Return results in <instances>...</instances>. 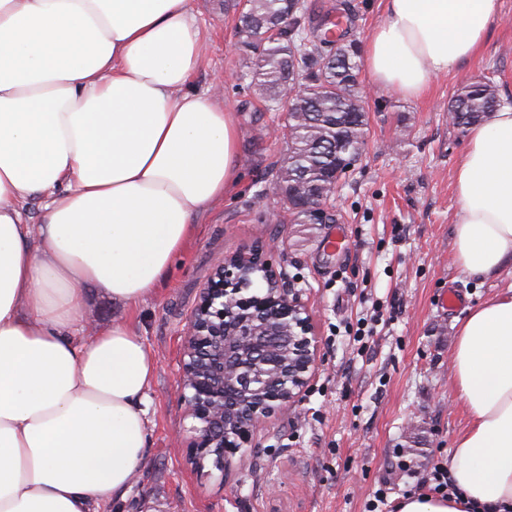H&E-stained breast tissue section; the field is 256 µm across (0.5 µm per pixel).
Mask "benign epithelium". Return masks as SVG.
Masks as SVG:
<instances>
[{
  "label": "benign epithelium",
  "instance_id": "7a95c632",
  "mask_svg": "<svg viewBox=\"0 0 512 512\" xmlns=\"http://www.w3.org/2000/svg\"><path fill=\"white\" fill-rule=\"evenodd\" d=\"M258 243L217 266L184 329L180 380L189 462L228 472L257 432L295 408L314 373L318 341L285 270ZM264 291L252 294L255 284Z\"/></svg>",
  "mask_w": 512,
  "mask_h": 512
}]
</instances>
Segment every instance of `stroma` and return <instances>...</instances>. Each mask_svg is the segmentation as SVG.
<instances>
[{
    "instance_id": "obj_1",
    "label": "stroma",
    "mask_w": 512,
    "mask_h": 512,
    "mask_svg": "<svg viewBox=\"0 0 512 512\" xmlns=\"http://www.w3.org/2000/svg\"><path fill=\"white\" fill-rule=\"evenodd\" d=\"M334 1L350 7L349 36L366 44L384 19L381 0H312ZM191 6L207 46L191 85L233 112L240 180L200 211L194 238L152 296L128 308L88 294L90 320L127 323L157 362L147 456L110 512H368L380 491L382 512H395L406 494L433 488L434 468L467 426L451 381L457 318L512 284L511 261L483 278L453 261L454 169L466 132L448 119L461 83L489 73L512 106V0H501L481 48L434 77L420 98L379 89L360 69L368 142L338 191L333 224H284L278 198H255V181L284 153L274 134L284 115L258 111L235 90L243 60L224 0ZM338 234L349 249L328 248ZM256 242L277 245L289 282L304 291L318 337L316 371L296 411L259 431L228 475L198 472L184 441L191 421L181 401L183 328L214 269ZM450 291L458 298L452 308L443 304ZM360 321L373 333L359 341L352 328Z\"/></svg>"
}]
</instances>
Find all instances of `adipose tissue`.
I'll list each match as a JSON object with an SVG mask.
<instances>
[{
	"instance_id": "obj_1",
	"label": "adipose tissue",
	"mask_w": 512,
	"mask_h": 512,
	"mask_svg": "<svg viewBox=\"0 0 512 512\" xmlns=\"http://www.w3.org/2000/svg\"><path fill=\"white\" fill-rule=\"evenodd\" d=\"M364 50L382 89L422 96L482 45L499 0H383ZM190 0H0V512H107L150 443L156 361L130 326L88 328L84 285L134 306L206 205L239 182L238 129L209 92ZM453 260L512 257V106L469 128ZM46 200L30 223L27 202ZM467 417L458 494L397 512H512V287L468 308L452 351Z\"/></svg>"
}]
</instances>
